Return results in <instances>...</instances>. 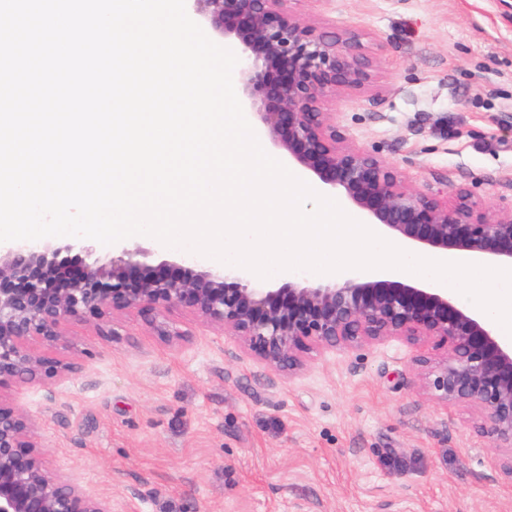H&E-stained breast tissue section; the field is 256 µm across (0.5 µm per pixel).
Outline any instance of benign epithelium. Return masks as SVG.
Instances as JSON below:
<instances>
[{"label":"benign epithelium","mask_w":512,"mask_h":512,"mask_svg":"<svg viewBox=\"0 0 512 512\" xmlns=\"http://www.w3.org/2000/svg\"><path fill=\"white\" fill-rule=\"evenodd\" d=\"M294 0H186L187 11L238 57L241 102L288 158L339 192L385 235L419 251H459L512 266V210L487 212L465 187L417 191L372 153L345 142L329 111L333 96L365 83L371 63L358 35L300 20ZM124 249L105 264L78 238L0 243V389L64 377L73 367L29 344L52 346L67 321L103 327L119 313L153 317L173 307L224 328L271 368L293 373L314 351L391 338L447 346L438 364L420 355L422 390L442 403L477 407L481 429L501 450L512 485V345L446 288L378 280L365 272L327 284L288 281L263 288L252 272L199 261H148ZM0 512H112L62 471L46 466L35 421L0 397Z\"/></svg>","instance_id":"benign-epithelium-1"}]
</instances>
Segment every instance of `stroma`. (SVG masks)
<instances>
[{"label": "stroma", "mask_w": 512, "mask_h": 512, "mask_svg": "<svg viewBox=\"0 0 512 512\" xmlns=\"http://www.w3.org/2000/svg\"><path fill=\"white\" fill-rule=\"evenodd\" d=\"M301 19L359 33L375 67L331 109L347 142L408 187L512 202V0H296ZM156 336L130 311L112 337L73 322L67 377L15 385L49 469L112 512H512L499 451L469 405L420 389L400 339L277 372L179 309Z\"/></svg>", "instance_id": "1"}]
</instances>
